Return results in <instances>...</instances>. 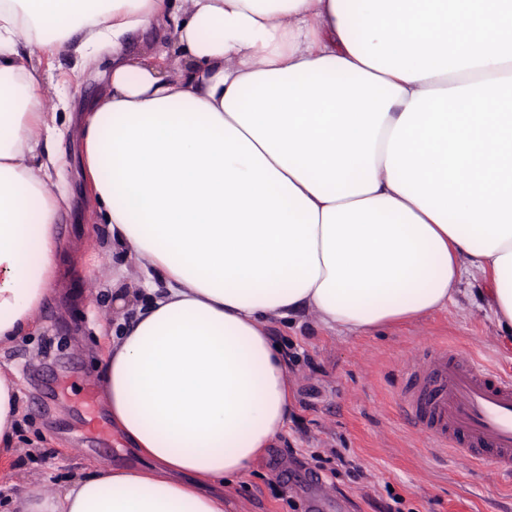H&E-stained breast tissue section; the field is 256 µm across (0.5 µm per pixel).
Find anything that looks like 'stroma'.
I'll return each instance as SVG.
<instances>
[{
  "label": "stroma",
  "mask_w": 512,
  "mask_h": 512,
  "mask_svg": "<svg viewBox=\"0 0 512 512\" xmlns=\"http://www.w3.org/2000/svg\"><path fill=\"white\" fill-rule=\"evenodd\" d=\"M111 48L94 55L51 57L44 88L46 111L57 113L62 136L53 149L63 164L52 192L72 198L59 233L67 243L36 329L0 352L12 366L23 413L21 447L0 468V503L26 490L55 491L64 480L116 463L134 464L132 448L112 428L90 429L86 390L98 389V327L115 324L112 272L118 261L83 196L76 165L77 118L108 89ZM448 308L367 334L334 332L301 312L269 332L280 345L295 403L285 433L242 479L224 487L229 512H311L301 473L314 472L339 512H512V478L432 448L401 416L397 400L404 372L430 343L458 346L478 363L512 377V348L481 297L483 283L466 276ZM341 460H334L333 452Z\"/></svg>",
  "instance_id": "1"
}]
</instances>
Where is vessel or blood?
Wrapping results in <instances>:
<instances>
[{
	"label": "vessel or blood",
	"instance_id": "vessel-or-blood-1",
	"mask_svg": "<svg viewBox=\"0 0 512 512\" xmlns=\"http://www.w3.org/2000/svg\"><path fill=\"white\" fill-rule=\"evenodd\" d=\"M405 420L435 448L512 473V379L454 347H426L399 394Z\"/></svg>",
	"mask_w": 512,
	"mask_h": 512
}]
</instances>
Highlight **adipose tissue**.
Listing matches in <instances>:
<instances>
[{
    "label": "adipose tissue",
    "mask_w": 512,
    "mask_h": 512,
    "mask_svg": "<svg viewBox=\"0 0 512 512\" xmlns=\"http://www.w3.org/2000/svg\"><path fill=\"white\" fill-rule=\"evenodd\" d=\"M0 0V350L59 277L69 207L47 184L46 55L112 49L79 170L138 293L102 334L100 402L147 460L27 491L21 512H225L222 487L284 431L267 330L303 310L361 334L488 283L512 346V10L505 0ZM162 27L177 72L127 57ZM463 77L449 76L451 66ZM22 404L0 367V461Z\"/></svg>",
    "instance_id": "1"
}]
</instances>
